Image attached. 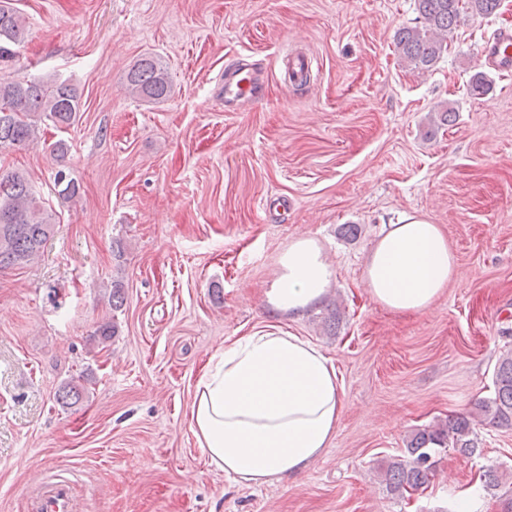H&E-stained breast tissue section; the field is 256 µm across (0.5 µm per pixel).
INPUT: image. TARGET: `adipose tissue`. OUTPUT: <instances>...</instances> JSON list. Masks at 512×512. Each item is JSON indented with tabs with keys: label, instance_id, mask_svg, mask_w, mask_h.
Masks as SVG:
<instances>
[{
	"label": "adipose tissue",
	"instance_id": "obj_1",
	"mask_svg": "<svg viewBox=\"0 0 512 512\" xmlns=\"http://www.w3.org/2000/svg\"><path fill=\"white\" fill-rule=\"evenodd\" d=\"M271 296L297 313L327 291L332 271L315 239L293 240ZM458 273L443 230L408 217L389 225L363 272L370 297L402 313L430 308ZM343 411L332 360L293 332L261 330L212 356L195 383L190 430L215 469L246 487L295 476L328 448Z\"/></svg>",
	"mask_w": 512,
	"mask_h": 512
}]
</instances>
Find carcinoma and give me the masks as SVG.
<instances>
[{
  "mask_svg": "<svg viewBox=\"0 0 512 512\" xmlns=\"http://www.w3.org/2000/svg\"><path fill=\"white\" fill-rule=\"evenodd\" d=\"M422 26L402 28L394 43L400 57L418 70H428L448 49V35L457 27L462 11L489 16L500 0H416ZM27 28L24 18L10 0H0V62L15 54ZM126 87L141 99L159 103L171 93L168 72L159 58L141 56L128 70ZM80 96L72 85L51 79L31 81L0 77V152L25 146L34 140L35 120H44L59 130L73 126L80 112ZM58 195L72 198L78 186L66 170L54 174ZM53 214L40 204L29 179L18 171L0 173V272L32 262L49 238ZM493 395L475 403V411L446 423L419 429L406 441L401 455L377 467L387 493L401 497L429 484L436 455L451 447L464 456L479 449L477 429L481 426L512 429V349L501 355L493 372ZM81 399L78 385L59 392L57 401L71 406Z\"/></svg>",
  "mask_w": 512,
  "mask_h": 512,
  "instance_id": "cac0c4a2",
  "label": "carcinoma"
}]
</instances>
